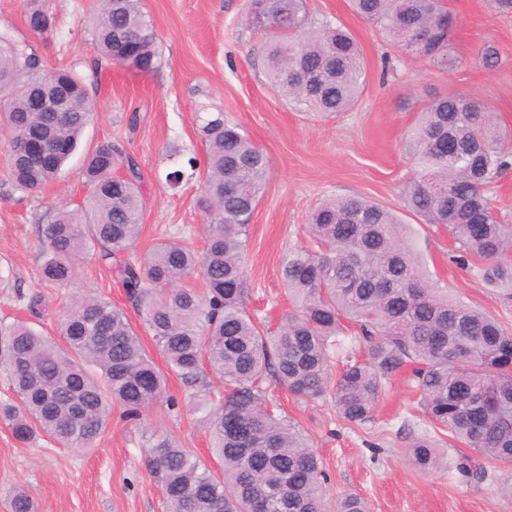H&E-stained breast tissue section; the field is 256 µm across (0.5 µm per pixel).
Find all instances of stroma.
<instances>
[{"instance_id":"35a3bbf8","label":"stroma","mask_w":512,"mask_h":512,"mask_svg":"<svg viewBox=\"0 0 512 512\" xmlns=\"http://www.w3.org/2000/svg\"><path fill=\"white\" fill-rule=\"evenodd\" d=\"M55 18L36 45L48 67L62 68L94 55L87 21L97 0H41ZM454 18L450 70L429 59L404 56L379 27L353 13L349 0H306L312 23L344 24L363 53L366 81L357 105L333 115L307 112L275 91L266 77L263 38L244 23L248 0H143L159 39L161 59L150 73L115 66L103 75L92 122L79 156L59 178L37 193L14 189L0 171V321L27 319V299L43 296L34 325L55 337L71 290L97 294L126 311L133 327L141 321L112 271L94 256L76 268L72 288L41 281V227L62 207L81 204L87 194L82 153L106 140L121 141L144 176L143 228L134 247L143 254L175 230L203 235L196 206L197 184L171 189L165 173L188 157L204 158L195 110L217 108L240 124L268 157L265 192L250 220L248 304L267 325L288 311L281 264L291 249L305 245L309 213L323 200L363 196L394 210L408 226V241L449 293L501 317L512 327V297L487 287L478 270L454 262L456 246L446 231L424 224L405 208L404 189L416 172L402 142L417 115L433 99L457 93L474 98L512 127V15L490 14L484 0H443ZM494 47L499 64L486 69L484 47ZM168 391L179 405L158 404L141 420L113 408L110 423L92 447H65L39 437L18 442L0 419V512H11L10 492L23 487L38 512H165L160 488L145 458L153 436H166L192 449L212 471L223 465L209 448L208 424L193 408L180 379ZM279 411L299 424L319 454L329 499L345 493L365 498L371 512H512V463L485 459L488 481L470 483L457 475L415 468L409 447L430 426L406 378L381 391L374 416L364 425L340 419L331 404L307 402L287 391L274 393Z\"/></svg>"}]
</instances>
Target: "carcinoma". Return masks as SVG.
<instances>
[{"instance_id":"obj_1","label":"carcinoma","mask_w":512,"mask_h":512,"mask_svg":"<svg viewBox=\"0 0 512 512\" xmlns=\"http://www.w3.org/2000/svg\"><path fill=\"white\" fill-rule=\"evenodd\" d=\"M268 27L258 30L256 6ZM353 10L397 41L407 56L449 70L451 15L442 0H351ZM28 30L42 36L54 17L28 0ZM247 24L269 36L271 86L310 112L345 111L357 102L364 65L341 24H311L304 0H250ZM96 55L67 69L45 68L27 38L0 31V125L7 130L4 170L17 190L35 191L61 174L93 117L91 94L114 66L147 73L160 59L157 34L140 0H101L89 20ZM69 86L68 110L33 112L50 84ZM205 146L165 175L177 188L195 180L207 226L198 251L186 239L155 244L129 259L143 220L138 164L120 142L106 141L84 159L89 193L75 209L60 208L42 228V280L74 282L75 265L91 251L121 281L142 325L165 361L160 368L123 309L79 293L59 325L61 343L33 324L0 325V373L15 401L0 406L16 440L37 436L90 446L105 431L112 407L139 421L165 402L170 373L188 387H207L204 366L224 391L190 394L206 412L209 445L223 462L215 474L192 450L165 437L150 446L146 466L167 512H369L360 496L327 502L326 476L298 426L275 412L271 389L284 387L328 402L341 419L363 425L384 385L407 372L418 406L434 429L470 453L454 459L426 435L409 448L422 470L440 467L469 481L488 477L482 458L512 462V329L504 321L433 282L420 254L405 242L407 225L387 207L361 197L330 199L308 218L305 246L291 251L281 279L293 301L276 330L264 331L247 309L249 219L261 200L267 156L222 112L196 114ZM454 137L460 156L436 143ZM60 144L56 165L29 160L33 142ZM419 167L405 190L409 211L448 232L456 262L476 263L485 284L512 296V224L487 190L512 167V128L487 107L451 94L420 113L406 144ZM199 277L205 292L187 286ZM11 512H35L21 487Z\"/></svg>"}]
</instances>
